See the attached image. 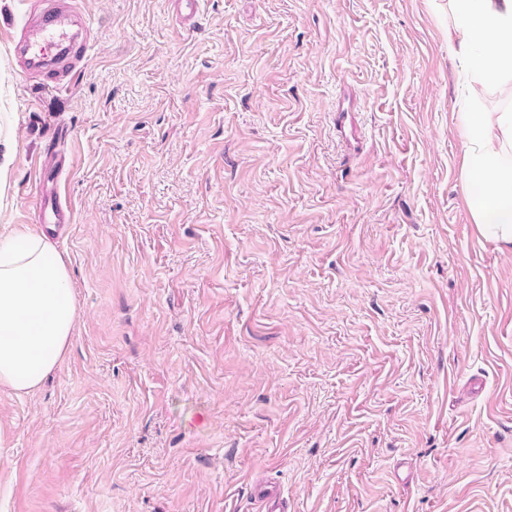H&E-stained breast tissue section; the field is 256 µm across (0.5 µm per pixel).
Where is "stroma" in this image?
Wrapping results in <instances>:
<instances>
[{
    "mask_svg": "<svg viewBox=\"0 0 512 512\" xmlns=\"http://www.w3.org/2000/svg\"><path fill=\"white\" fill-rule=\"evenodd\" d=\"M0 0V233L54 227L77 320L0 390V512H512V249L456 112L512 108L448 0ZM350 105L360 144L336 128ZM71 11L51 7L35 18L29 19L18 42L31 67L40 72L50 54L68 49L72 43L66 28Z\"/></svg>",
    "mask_w": 512,
    "mask_h": 512,
    "instance_id": "1",
    "label": "stroma"
}]
</instances>
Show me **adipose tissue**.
Segmentation results:
<instances>
[{
  "mask_svg": "<svg viewBox=\"0 0 512 512\" xmlns=\"http://www.w3.org/2000/svg\"><path fill=\"white\" fill-rule=\"evenodd\" d=\"M448 49L482 84L512 81V0H449ZM461 180L481 236L512 248V110L463 112ZM76 320L52 241L0 235V386L34 392L60 363Z\"/></svg>",
  "mask_w": 512,
  "mask_h": 512,
  "instance_id": "ef3b65f1",
  "label": "adipose tissue"
}]
</instances>
